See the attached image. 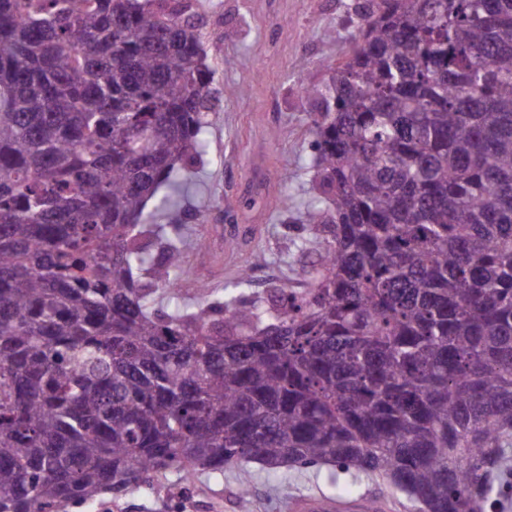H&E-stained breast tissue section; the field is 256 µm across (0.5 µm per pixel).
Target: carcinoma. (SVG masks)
I'll return each instance as SVG.
<instances>
[{
  "instance_id": "carcinoma-1",
  "label": "carcinoma",
  "mask_w": 512,
  "mask_h": 512,
  "mask_svg": "<svg viewBox=\"0 0 512 512\" xmlns=\"http://www.w3.org/2000/svg\"><path fill=\"white\" fill-rule=\"evenodd\" d=\"M306 87L307 288L184 275L191 0H0V512L339 466L419 512L512 475V0H358ZM153 208H147L150 200Z\"/></svg>"
}]
</instances>
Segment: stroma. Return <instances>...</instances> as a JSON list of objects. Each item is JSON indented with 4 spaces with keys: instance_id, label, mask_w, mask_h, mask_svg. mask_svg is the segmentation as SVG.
<instances>
[{
    "instance_id": "35a3bbf8",
    "label": "stroma",
    "mask_w": 512,
    "mask_h": 512,
    "mask_svg": "<svg viewBox=\"0 0 512 512\" xmlns=\"http://www.w3.org/2000/svg\"><path fill=\"white\" fill-rule=\"evenodd\" d=\"M202 42L212 71L208 153L188 166L196 184L182 220L200 242L187 257L185 274L210 288L230 285L255 253L265 266L255 271L264 290L285 281L298 288L318 260L301 256L293 243L306 234L298 219L311 194L308 167L313 135L310 115L318 99L309 85L328 81L330 68L351 54L354 0H197ZM243 86L245 97L227 95ZM287 198V209L276 208ZM278 482L260 465L201 476L193 486L167 473L152 486L66 512H240L239 491L248 488L249 512H291L294 498L311 496L333 504V512H356L376 500L380 512H412L408 502L383 498L373 479L331 482L325 466L288 470Z\"/></svg>"
}]
</instances>
